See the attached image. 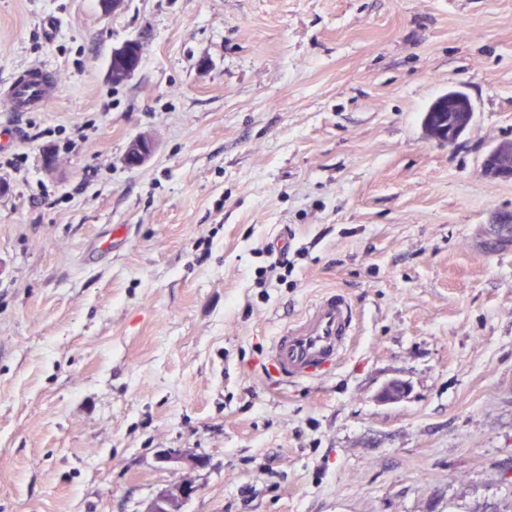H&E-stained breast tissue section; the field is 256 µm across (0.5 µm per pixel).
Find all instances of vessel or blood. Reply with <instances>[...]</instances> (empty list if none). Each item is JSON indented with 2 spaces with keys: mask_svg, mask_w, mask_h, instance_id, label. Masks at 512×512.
<instances>
[{
  "mask_svg": "<svg viewBox=\"0 0 512 512\" xmlns=\"http://www.w3.org/2000/svg\"><path fill=\"white\" fill-rule=\"evenodd\" d=\"M53 84V74L47 67L31 66L19 73L0 96L7 100L11 112H33L44 108ZM356 333L357 315L351 302L344 294L326 292L273 337L268 370L283 384L330 376Z\"/></svg>",
  "mask_w": 512,
  "mask_h": 512,
  "instance_id": "vessel-or-blood-1",
  "label": "vessel or blood"
}]
</instances>
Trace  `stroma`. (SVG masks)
<instances>
[{"mask_svg": "<svg viewBox=\"0 0 512 512\" xmlns=\"http://www.w3.org/2000/svg\"><path fill=\"white\" fill-rule=\"evenodd\" d=\"M33 64L46 106L0 99V512H144L168 450L205 461L185 512H512V181L480 170L512 0H0V87ZM332 289L355 343L279 386L272 337ZM455 103V109L452 111L455 113V125L453 134L448 139V129L453 128V118L452 116L448 115V127L447 125H440L442 132L446 135L447 139L440 137L438 142L446 143L449 145L454 144L465 132L467 127L470 126L472 119H473V107L466 106L465 108H461L458 105V100L456 98H449ZM154 150L153 141L147 136H140L131 142L127 154L126 164L131 168L144 165ZM265 251L274 260L268 266L262 267L257 284L264 287L272 280L283 283L286 280L285 276L291 273L294 267V261L288 258V247L276 248L273 243H269Z\"/></svg>", "mask_w": 512, "mask_h": 512, "instance_id": "35a3bbf8", "label": "stroma"}]
</instances>
